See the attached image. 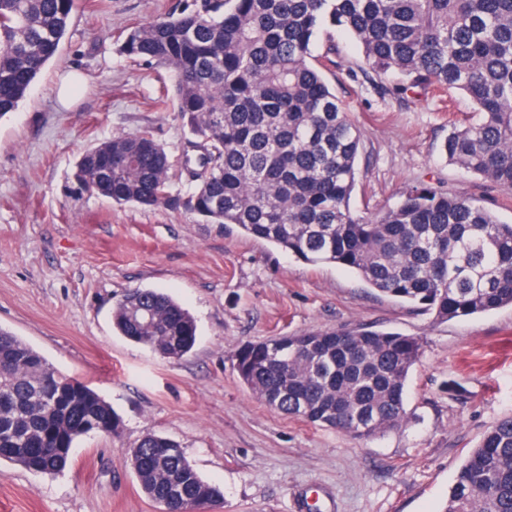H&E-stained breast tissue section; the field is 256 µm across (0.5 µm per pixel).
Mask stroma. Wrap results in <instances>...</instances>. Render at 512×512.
Segmentation results:
<instances>
[{
  "label": "stroma",
  "mask_w": 512,
  "mask_h": 512,
  "mask_svg": "<svg viewBox=\"0 0 512 512\" xmlns=\"http://www.w3.org/2000/svg\"><path fill=\"white\" fill-rule=\"evenodd\" d=\"M178 0H77L57 56L18 108L0 118V328L62 374L99 392L122 419L119 436L76 442L58 474L0 463V512H161L126 463L149 433L176 441L218 487L213 512H440L469 452L512 415V307L438 322L379 294L334 264L297 259L237 228L189 211L143 210L71 192L75 161L121 134L151 131L186 189V134L164 68L119 53L128 28ZM327 72L361 132L350 207H394L424 183L489 202L512 224V192L490 189L441 151L454 121L473 112L451 97L382 94L362 54L337 37ZM75 77L69 103L57 97ZM156 289L192 315L198 338L169 361L120 336L112 312L132 289ZM373 327L422 341L407 382L408 420L366 440L265 406L232 354L274 336Z\"/></svg>",
  "instance_id": "35a3bbf8"
}]
</instances>
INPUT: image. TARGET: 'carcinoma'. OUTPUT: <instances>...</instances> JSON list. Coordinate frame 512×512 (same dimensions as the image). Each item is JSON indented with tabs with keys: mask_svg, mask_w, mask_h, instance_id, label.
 Here are the masks:
<instances>
[{
	"mask_svg": "<svg viewBox=\"0 0 512 512\" xmlns=\"http://www.w3.org/2000/svg\"><path fill=\"white\" fill-rule=\"evenodd\" d=\"M74 3L0 0V87L12 88L0 117L57 55ZM338 33L394 99L468 95L475 117L453 124L444 152L512 191V0H185L130 28L119 52L171 72L175 112L197 152L183 158L189 192L172 190L171 158L149 130L89 149L74 179L116 205L184 209L306 262L345 266L440 322L512 306V224L479 201L420 185L382 213L351 211L361 134L324 75L337 66ZM113 324L166 359L197 341L187 309L153 289L128 291ZM421 350L413 336L340 328L249 344L232 361L267 407L363 440L406 421V382ZM106 420L119 436L120 417L94 389L0 328V446L15 449L4 461L60 472L75 442ZM29 448L47 454L34 459ZM156 448L152 464L135 470L148 498L222 499L167 437L145 435L127 458ZM441 512H512V416L472 450Z\"/></svg>",
	"mask_w": 512,
	"mask_h": 512,
	"instance_id": "1",
	"label": "carcinoma"
}]
</instances>
